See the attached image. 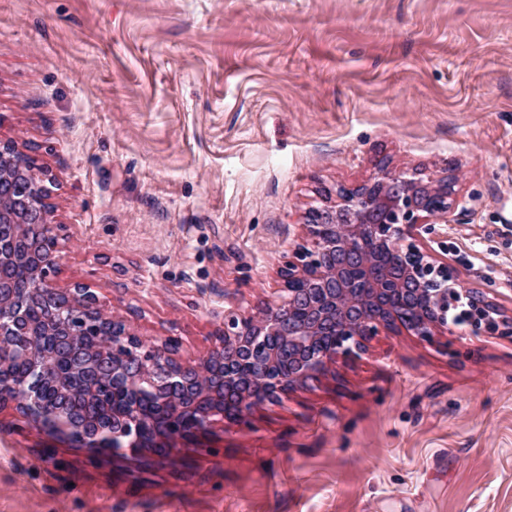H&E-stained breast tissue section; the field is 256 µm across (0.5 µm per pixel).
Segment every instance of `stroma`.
<instances>
[{
    "label": "stroma",
    "instance_id": "stroma-1",
    "mask_svg": "<svg viewBox=\"0 0 512 512\" xmlns=\"http://www.w3.org/2000/svg\"><path fill=\"white\" fill-rule=\"evenodd\" d=\"M0 141L50 178L54 284L184 363L382 168L456 178L448 261L512 316V0H0ZM0 512H512V339L381 333L172 460L7 405Z\"/></svg>",
    "mask_w": 512,
    "mask_h": 512
}]
</instances>
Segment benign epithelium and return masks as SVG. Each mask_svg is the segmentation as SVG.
Listing matches in <instances>:
<instances>
[{
  "label": "benign epithelium",
  "mask_w": 512,
  "mask_h": 512,
  "mask_svg": "<svg viewBox=\"0 0 512 512\" xmlns=\"http://www.w3.org/2000/svg\"><path fill=\"white\" fill-rule=\"evenodd\" d=\"M15 152L0 144V224L15 228L11 245L0 243V408L16 403L27 420L95 458L120 446L174 456L214 424L243 423L255 406L365 351L382 331L430 341L467 325L512 338V319L464 287L436 237L435 225L450 223L461 205L455 180L381 171L308 210L307 244L279 270V301L247 317L225 314L212 350L188 365L177 340L149 346L90 289L55 286L57 226L43 171H14ZM32 300L48 310L40 327L47 345L36 356L13 339L35 328L25 309ZM17 358L28 371L13 381L4 372ZM99 379L120 394L107 419L93 413ZM49 386L50 412L40 400Z\"/></svg>",
  "instance_id": "1"
}]
</instances>
